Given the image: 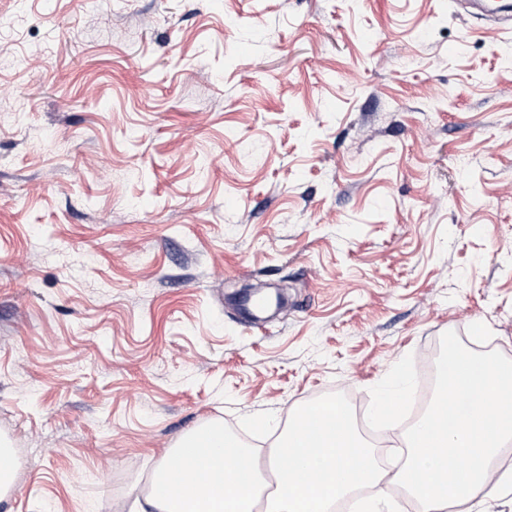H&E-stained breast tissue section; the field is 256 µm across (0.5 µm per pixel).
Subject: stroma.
<instances>
[{"label": "stroma", "mask_w": 512, "mask_h": 512, "mask_svg": "<svg viewBox=\"0 0 512 512\" xmlns=\"http://www.w3.org/2000/svg\"><path fill=\"white\" fill-rule=\"evenodd\" d=\"M248 284L288 303L253 320ZM512 360V32L452 0H0V512H131L190 431ZM389 464L405 420L371 436Z\"/></svg>", "instance_id": "obj_1"}]
</instances>
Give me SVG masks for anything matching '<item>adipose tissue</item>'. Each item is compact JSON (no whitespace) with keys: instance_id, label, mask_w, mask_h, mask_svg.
I'll use <instances>...</instances> for the list:
<instances>
[{"instance_id":"obj_1","label":"adipose tissue","mask_w":512,"mask_h":512,"mask_svg":"<svg viewBox=\"0 0 512 512\" xmlns=\"http://www.w3.org/2000/svg\"><path fill=\"white\" fill-rule=\"evenodd\" d=\"M405 444L391 477L419 512H479L511 496L512 471L496 462L512 445V363L450 346L431 410ZM265 460L276 481L266 495L253 453L236 436L220 425L194 430L164 457L134 512H332L336 501L389 477L335 399L291 411L287 434Z\"/></svg>"}]
</instances>
